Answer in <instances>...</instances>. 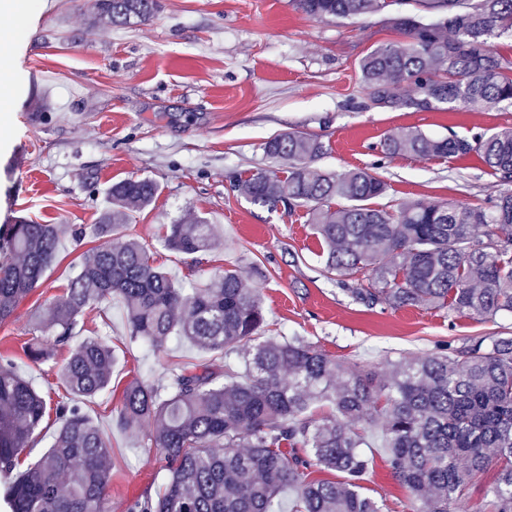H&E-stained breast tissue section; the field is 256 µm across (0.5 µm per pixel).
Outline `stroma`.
Masks as SVG:
<instances>
[{
    "mask_svg": "<svg viewBox=\"0 0 512 512\" xmlns=\"http://www.w3.org/2000/svg\"><path fill=\"white\" fill-rule=\"evenodd\" d=\"M391 0L352 20L318 21L294 0H158L153 16L130 26L93 24L94 0H30L28 12L0 16L12 33L0 68V225L25 217L41 224L98 223L112 183L149 177L161 187L150 206L133 210L125 229L156 265L200 284L232 267L259 290L266 333L304 337L326 354L386 373L389 362L421 357L443 344L460 349L485 336H512V317L479 320L444 308L368 307L355 295L362 276L325 268L323 247L304 209L268 212L240 196L237 179L263 169L286 177L264 144L283 133L317 136L326 152L316 168H367L388 185L377 207L421 201L488 204L512 183L474 154L441 158L387 155V135L416 128L432 137L512 128V108L412 112L370 107L359 60L397 40L391 17L411 12ZM193 214L215 227L220 247L187 257L167 249L166 224ZM80 249L65 242L42 284L0 323V354L50 396L66 355L35 364L24 353L32 313L62 294ZM80 337L109 339L117 362L112 390L85 410L112 446L111 512H128L166 479L149 425L119 421L123 386L134 378L165 382L176 363H211L214 354L186 341L165 350L128 338L125 307L113 300L84 315ZM362 486L382 512H408L380 436L364 449Z\"/></svg>",
    "mask_w": 512,
    "mask_h": 512,
    "instance_id": "stroma-1",
    "label": "stroma"
}]
</instances>
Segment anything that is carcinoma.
I'll use <instances>...</instances> for the list:
<instances>
[{
	"instance_id": "cac0c4a2",
	"label": "carcinoma",
	"mask_w": 512,
	"mask_h": 512,
	"mask_svg": "<svg viewBox=\"0 0 512 512\" xmlns=\"http://www.w3.org/2000/svg\"><path fill=\"white\" fill-rule=\"evenodd\" d=\"M440 14L391 19L403 40L359 62L373 106L431 112L512 106V62L492 41L512 37V0H418ZM313 19L352 18L382 10L386 0H296ZM157 0H96L97 18L115 26L149 19ZM387 155L462 157L475 153L512 182V130L431 138L409 129L383 141ZM264 152L288 165L280 181L259 170L237 181L239 193L270 211L303 208L325 248V267L363 274L371 287L356 297L369 306H433L484 320L512 315V191L489 206L416 201L395 211L373 205L388 184L367 169L328 172L310 163L323 143L283 133ZM159 194L150 178L108 189L86 250L64 292L36 317L40 340L25 354L44 362L69 351L60 373L66 395L55 403L59 428L31 467L13 475L37 438L47 400L33 381L0 356V473L9 477L10 512H109L112 448L82 404L112 390L116 362L102 337L74 342L85 310L125 305L129 336L157 349L175 337L206 352L244 345L243 372L217 364H181L166 382L140 379L122 390L120 422L152 424L150 447L167 480L156 497L131 512H278V496L294 491L290 512H381L363 493L367 460L359 449L374 426L390 467L407 488L411 512H461L475 478L497 463L486 489L495 512H512V336L478 339L461 350L402 357L386 376L333 359L299 338H265L266 310L241 271L226 269L200 288H185L154 264L147 247L122 234L130 208ZM343 205L333 209L332 201ZM80 246L87 228L21 218L0 227V323L39 286L60 258L61 240ZM165 246L191 256L219 246L214 226L196 216L166 228ZM326 403L317 421L311 408ZM318 465L342 480L311 477Z\"/></svg>"
}]
</instances>
